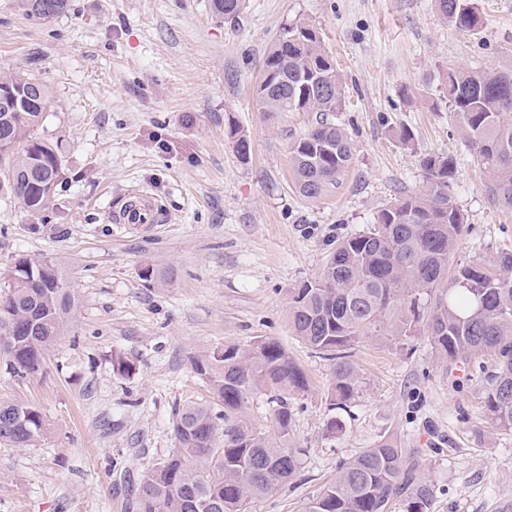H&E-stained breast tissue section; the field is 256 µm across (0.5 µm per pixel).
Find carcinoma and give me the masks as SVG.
Masks as SVG:
<instances>
[{"label":"carcinoma","instance_id":"cac0c4a2","mask_svg":"<svg viewBox=\"0 0 512 512\" xmlns=\"http://www.w3.org/2000/svg\"><path fill=\"white\" fill-rule=\"evenodd\" d=\"M29 14L49 20L67 13L71 0H21ZM449 25L462 31L480 27L472 0H436ZM213 11L234 17L241 0H211ZM444 100L458 132L488 174L485 194L512 208V66L480 72L451 68L443 75ZM3 88L38 92L35 103L11 107L0 121V175L26 211L47 210L60 184L62 153L35 131L51 104L46 84L23 72L0 79ZM258 111L314 112L315 122L291 146L294 183L300 195L320 197L352 165L354 149L343 128L330 119L344 103V86L317 28L297 22L281 29L262 64L255 92ZM238 157L251 154L250 137L230 129ZM456 160L442 154L420 160L422 189L378 210L371 227L336 244L320 272L288 289V319L294 335L333 362L331 400L350 402L361 377L350 360L364 341L431 337L451 364L494 360L487 378L485 408L492 423L512 430V252L493 263H460L451 285L443 283L463 213L448 190ZM141 276L164 285L172 273L145 264ZM77 301L67 276L52 258L18 259L9 293L0 297V351L18 377L43 369L46 354L69 324ZM224 414L190 402L174 422L175 448L142 479L136 512H250L251 504L288 483L302 449L292 444V413L286 394L302 390V369L273 339L250 349L226 343L192 357ZM260 389L274 390L275 433L256 427L245 409ZM224 425H219V421ZM41 410L20 402H0V445L29 448L45 431ZM224 444L217 447L218 436ZM418 462L401 442L382 438L351 454L304 512H388L409 492V512H426L432 484L416 475Z\"/></svg>","mask_w":512,"mask_h":512}]
</instances>
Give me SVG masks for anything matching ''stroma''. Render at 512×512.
Masks as SVG:
<instances>
[{
  "label": "stroma",
  "mask_w": 512,
  "mask_h": 512,
  "mask_svg": "<svg viewBox=\"0 0 512 512\" xmlns=\"http://www.w3.org/2000/svg\"><path fill=\"white\" fill-rule=\"evenodd\" d=\"M476 2L483 25L466 32L435 0H243L232 18L210 0H72L49 21L0 0V78L25 71L49 87L37 134L63 155L45 212L0 190V297L25 256L57 260L78 300L41 373L18 378L0 359V401L37 406L49 425L36 447L0 445V512H133L140 480L174 446L178 412L211 402L192 357L262 337L306 375V389L288 394L303 455L251 512H302L345 458L387 434L433 484L428 512H512V432L484 406L492 360L454 367L422 333L363 342L352 355L359 393L335 410L331 361L288 325L289 288L383 206L421 190L427 154L457 160L450 196L466 222L455 262L512 251V209L487 200L483 168L441 100L448 69L512 62V0ZM300 19L319 27L343 79L332 119L355 148L339 185L317 199L297 192L289 153L313 113L269 118L254 101L272 41ZM233 126L250 136L249 161ZM132 189L155 197L164 224L111 223L110 206ZM148 263L172 268L173 283L148 286ZM117 357L130 373L114 370ZM333 419L339 431H328Z\"/></svg>",
  "instance_id": "obj_1"
}]
</instances>
